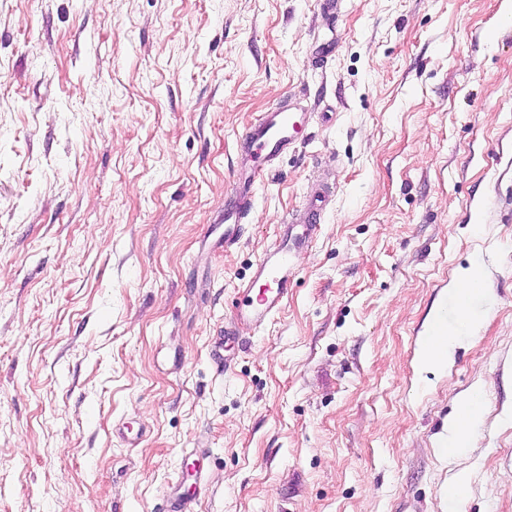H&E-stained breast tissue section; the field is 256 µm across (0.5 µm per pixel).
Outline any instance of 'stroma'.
I'll list each match as a JSON object with an SVG mask.
<instances>
[{
    "instance_id": "35a3bbf8",
    "label": "stroma",
    "mask_w": 512,
    "mask_h": 512,
    "mask_svg": "<svg viewBox=\"0 0 512 512\" xmlns=\"http://www.w3.org/2000/svg\"><path fill=\"white\" fill-rule=\"evenodd\" d=\"M279 107L309 124L215 248L240 137ZM314 200L287 302L236 326ZM176 493L512 512V0H0V512ZM452 333L448 327L438 329L434 336H431L427 350L422 358V365L427 366L436 361L443 360L448 355V340ZM475 417L476 412L471 404H465L459 409L454 420L449 425L452 447L461 446L474 424Z\"/></svg>"
}]
</instances>
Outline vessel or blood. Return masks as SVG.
I'll return each instance as SVG.
<instances>
[{
  "mask_svg": "<svg viewBox=\"0 0 512 512\" xmlns=\"http://www.w3.org/2000/svg\"><path fill=\"white\" fill-rule=\"evenodd\" d=\"M305 121V113L277 108L265 113L244 131L241 149L257 158L258 163L239 171L238 193L224 200V235L218 238V245L228 247L239 239L241 219L251 202V185L264 174L266 162L286 152L295 142ZM307 238L304 232L293 238L285 237L265 250L253 269L250 284L239 290L236 306L238 323L261 327L283 307L297 271L296 249ZM257 282L263 283V290H254L253 285Z\"/></svg>",
  "mask_w": 512,
  "mask_h": 512,
  "instance_id": "vessel-or-blood-1",
  "label": "vessel or blood"
}]
</instances>
